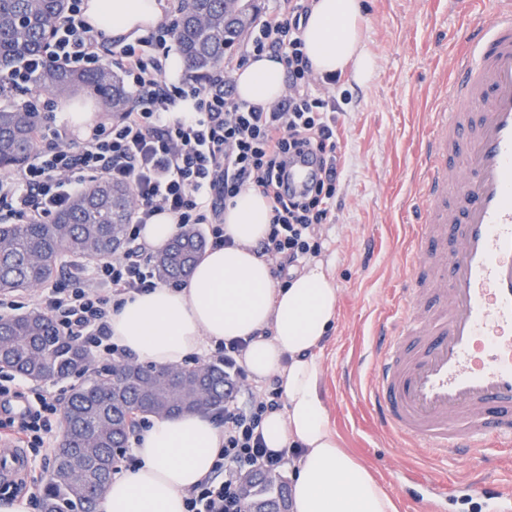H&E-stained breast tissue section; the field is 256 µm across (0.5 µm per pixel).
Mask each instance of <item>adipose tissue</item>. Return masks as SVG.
<instances>
[{"label":"adipose tissue","mask_w":512,"mask_h":512,"mask_svg":"<svg viewBox=\"0 0 512 512\" xmlns=\"http://www.w3.org/2000/svg\"><path fill=\"white\" fill-rule=\"evenodd\" d=\"M96 29L134 39L157 26L160 0H86ZM360 0H315L303 32L313 70L331 77L353 67L374 68L361 45ZM239 99L272 104L285 91L280 59L249 58L234 74ZM270 207L255 189L243 190L224 211L232 245L207 250L184 284L134 295L112 312L111 340L139 361L176 366L206 346L245 338L250 377H277L285 408L264 416L268 448L297 449L288 462L292 512H397L371 470L343 448L322 395L324 368L316 351L337 316L338 290L322 262L286 286L252 247L268 229ZM271 337H263V330ZM224 446V433L205 413L153 418L133 454L134 469L112 478L100 512H185L187 490L206 477Z\"/></svg>","instance_id":"adipose-tissue-1"}]
</instances>
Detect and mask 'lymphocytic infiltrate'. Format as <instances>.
Wrapping results in <instances>:
<instances>
[{"mask_svg":"<svg viewBox=\"0 0 512 512\" xmlns=\"http://www.w3.org/2000/svg\"><path fill=\"white\" fill-rule=\"evenodd\" d=\"M82 4L69 0L53 23L48 57L73 70L112 64L123 77L130 105L110 127H94L76 142L57 121L55 97L43 95L35 150L0 174V223H47L91 181L131 189L126 250L74 266L32 300L61 335L82 344L89 355L121 362L130 355L111 340V310L161 283L154 251L141 237L153 216L167 212L179 227L203 226L211 246L221 248L232 243L224 233L227 202L244 189L259 190L269 201L270 222L255 251L270 261L274 278L284 285L322 251L321 228L332 219L344 164L336 142V107L316 93L312 64L303 51L301 33L313 0H289L287 10L261 20L240 56L206 76L175 81L166 76L172 22L127 42L92 29ZM264 53L279 58L287 73L288 93L272 106L238 99L226 78ZM183 101L191 102L190 115L173 116ZM302 155L315 159L316 172L305 191L294 193L285 185L287 168ZM246 347L245 340H232L208 357L223 365L235 386L216 416L224 448L210 475L188 490L186 512H242L241 473L256 468L276 472L285 463L286 451L266 448L260 431L263 416L284 406L281 386L275 378L259 387L250 383L240 363ZM4 396L22 402L25 410L1 418L0 433H9L33 460L48 464L56 442L58 398L1 373Z\"/></svg>","mask_w":512,"mask_h":512,"instance_id":"lymphocytic-infiltrate-1","label":"lymphocytic infiltrate"}]
</instances>
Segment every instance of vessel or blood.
I'll list each match as a JSON object with an SVG mask.
<instances>
[{"label":"vessel or blood","instance_id":"vessel-or-blood-1","mask_svg":"<svg viewBox=\"0 0 512 512\" xmlns=\"http://www.w3.org/2000/svg\"><path fill=\"white\" fill-rule=\"evenodd\" d=\"M490 4L461 35L449 109L432 115L412 278L367 355L380 425L436 459L512 446V0ZM29 469L21 449L0 446L1 485ZM465 491L512 512L496 480Z\"/></svg>","mask_w":512,"mask_h":512}]
</instances>
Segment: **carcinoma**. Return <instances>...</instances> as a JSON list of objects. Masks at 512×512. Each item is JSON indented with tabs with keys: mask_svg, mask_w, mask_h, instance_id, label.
Instances as JSON below:
<instances>
[{
	"mask_svg": "<svg viewBox=\"0 0 512 512\" xmlns=\"http://www.w3.org/2000/svg\"><path fill=\"white\" fill-rule=\"evenodd\" d=\"M67 7L68 0H0V76L18 77L25 61L41 58L42 66L30 75L36 89L63 96L79 88L98 99L102 111H124L128 94L111 65L75 71L45 59L47 34ZM236 9L234 0H180L174 34L192 70L204 75L224 64L244 24L255 16L256 0L235 17ZM36 120L30 106L0 107V169L32 153ZM131 211L127 186L96 182L49 224H1L0 291L45 283L64 251L86 258L112 254L126 242ZM205 247L200 231L182 230L156 256L158 273L168 280L186 276ZM0 354L15 373L33 381L89 372L81 345L62 336L40 312L0 321ZM228 387L224 367L214 364L203 374L123 364L107 387L97 378L75 386L64 403L65 430L43 488V512H94L111 479L112 448L124 442L135 418L219 410ZM262 475L252 487L253 498L288 508L286 484L272 472Z\"/></svg>",
	"mask_w": 512,
	"mask_h": 512,
	"instance_id": "1",
	"label": "carcinoma"
}]
</instances>
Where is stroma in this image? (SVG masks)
Returning <instances> with one entry per match:
<instances>
[{
    "label": "stroma",
    "mask_w": 512,
    "mask_h": 512,
    "mask_svg": "<svg viewBox=\"0 0 512 512\" xmlns=\"http://www.w3.org/2000/svg\"><path fill=\"white\" fill-rule=\"evenodd\" d=\"M361 32L375 60L372 75L353 69L339 83L316 77L336 98V130L344 169L320 259L338 290V313L321 352L329 421L346 448L367 463L398 512H427L418 494L425 481L448 486L475 472L512 484V448L488 450L481 462L430 460L405 440L376 427L361 397L371 374L363 358L377 324L394 320L395 297L409 276L403 246L418 218L417 159L431 115L459 51L457 32L476 23L483 0L460 9L456 0H362Z\"/></svg>",
    "instance_id": "35a3bbf8"
}]
</instances>
